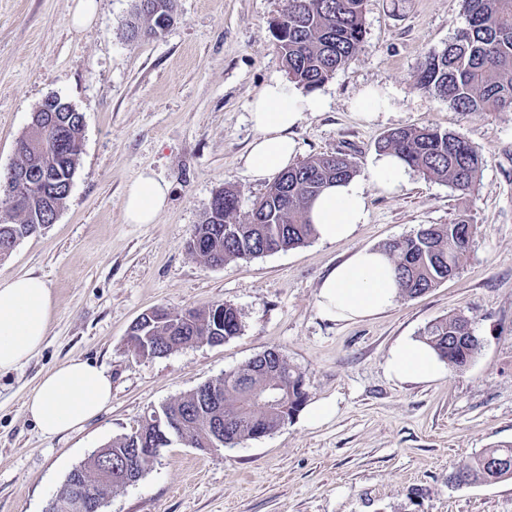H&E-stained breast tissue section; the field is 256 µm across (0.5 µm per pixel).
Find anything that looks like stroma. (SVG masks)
<instances>
[{"instance_id":"1","label":"stroma","mask_w":512,"mask_h":512,"mask_svg":"<svg viewBox=\"0 0 512 512\" xmlns=\"http://www.w3.org/2000/svg\"><path fill=\"white\" fill-rule=\"evenodd\" d=\"M136 0H98L94 22L72 23L74 0H0V176L33 112L51 95L84 116L79 164L54 224L0 260V279L42 277L55 300L47 336L18 368L0 372V512H46L68 473L134 432L145 415L269 349L301 372L309 402L332 401L322 424L306 415L234 448L162 450L137 483L109 494L105 512H512V479L457 486L449 474L483 449L512 443V112H462L419 89L421 57L465 25L463 0H365L366 36L317 89L325 99L293 132L299 159L342 153L366 181L376 144L398 128L433 126L482 156L473 194L410 172L395 193L366 189L367 223L344 243L300 247L211 267L187 243L216 191L239 190L247 217L269 181H250L243 157L250 104L288 74L272 35L288 0H175L174 21L126 37ZM388 97L376 118L352 103ZM166 181L152 224L124 220L142 171ZM467 218L475 226L458 272L387 312L335 323L317 305L326 273L364 246ZM230 303L241 332L134 356L128 331L144 312ZM469 317L481 342L462 372L398 382L390 348L432 321ZM92 361L112 401L80 430L42 433L23 404L58 363Z\"/></svg>"}]
</instances>
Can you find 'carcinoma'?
<instances>
[{"label":"carcinoma","instance_id":"obj_1","mask_svg":"<svg viewBox=\"0 0 512 512\" xmlns=\"http://www.w3.org/2000/svg\"><path fill=\"white\" fill-rule=\"evenodd\" d=\"M155 14L136 7L130 39L153 34L158 20H173V0H152ZM364 0H289L288 9L273 25V35L290 78L314 89L345 64L365 36ZM466 26L440 50L424 54L413 75L415 84L462 112H512V0H464ZM64 124L48 133L53 148L44 153L25 150L17 155L16 173L4 183L11 198L10 218L0 220V258L35 229L52 224L71 190L83 138V114L61 112ZM378 152L402 157L427 179L445 181L462 195L474 192L483 167L480 153L463 137L433 127L396 129L378 145ZM48 171L45 182L22 181L18 173ZM346 156L317 155L280 173L266 193L252 204L248 219L241 220L239 191L224 187V210L207 212L188 242V250L212 267L227 262L285 252L314 238L307 220L308 204L323 189L355 177ZM473 226L460 218L452 224H426L416 233L382 245L395 264L399 297H418L453 275L466 257ZM222 309L221 319L213 311ZM241 316L228 303L177 312L165 309L138 327L130 347L140 356L166 355L183 346L206 342L221 344L241 332ZM421 339L446 362L462 371L481 350L470 320L461 313L435 320ZM276 388L288 410L269 407L257 396ZM308 394L300 372L276 349L250 359L240 368L201 384L185 395L155 408L180 426L182 444L209 448L212 422L224 423V446L234 447L270 434L305 408ZM150 441L128 434L92 453L78 466L86 483L102 499L108 491L126 487L118 477L99 479V460L126 448H140L136 475L144 476L155 459ZM512 478V444L486 448L469 463L452 472L457 485Z\"/></svg>","mask_w":512,"mask_h":512}]
</instances>
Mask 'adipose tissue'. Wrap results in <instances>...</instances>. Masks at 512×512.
Returning <instances> with one entry per match:
<instances>
[{
    "label": "adipose tissue",
    "instance_id": "adipose-tissue-1",
    "mask_svg": "<svg viewBox=\"0 0 512 512\" xmlns=\"http://www.w3.org/2000/svg\"><path fill=\"white\" fill-rule=\"evenodd\" d=\"M315 93L274 79L251 103L257 131L244 157L246 175L262 181L293 165L298 152L292 129L305 113L322 109ZM408 165L395 155H377L368 182L351 179L327 187L309 208L317 238L324 243L348 241L366 223V185L394 192L405 185ZM169 187L143 173L123 199L126 223L151 224L167 205ZM398 297L391 259L379 248L366 246L333 267L322 279L318 307L333 321L364 320L391 308ZM55 302L46 282L32 275L0 280V371L26 362L48 333ZM386 367L400 381L433 380L443 364L425 343L407 338L389 351ZM112 398V380L95 364L79 358L61 362L45 374L25 403V412L49 436L82 428L97 417Z\"/></svg>",
    "mask_w": 512,
    "mask_h": 512
}]
</instances>
